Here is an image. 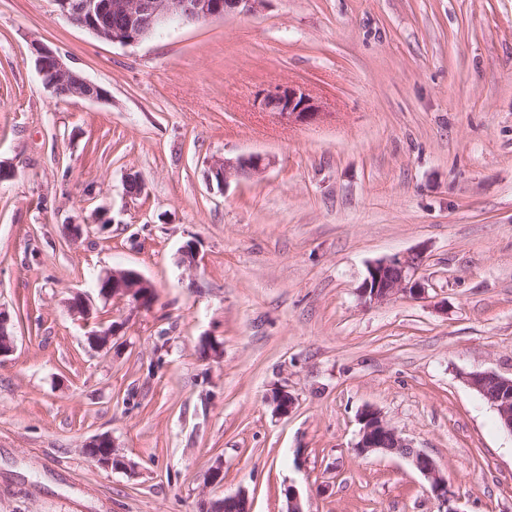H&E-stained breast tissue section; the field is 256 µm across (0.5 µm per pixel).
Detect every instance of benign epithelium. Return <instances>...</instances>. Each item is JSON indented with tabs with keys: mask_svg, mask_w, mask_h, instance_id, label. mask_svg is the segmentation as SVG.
Segmentation results:
<instances>
[{
	"mask_svg": "<svg viewBox=\"0 0 512 512\" xmlns=\"http://www.w3.org/2000/svg\"><path fill=\"white\" fill-rule=\"evenodd\" d=\"M58 12L72 24L86 29L99 38L123 46L135 45L162 26L171 22L196 23L222 18L228 14L250 12L260 0H54ZM35 65L46 85L58 99L80 98L101 101L106 91L99 85L71 70L62 57L37 43L33 46ZM262 109L276 112L288 121L310 123L320 115L315 99L299 86H275L265 90L259 99ZM268 166L259 154L217 158L206 172L208 183L219 189L232 179L252 177ZM423 256L412 253L381 258L369 264L360 286V295L369 304H381L402 294L417 298L425 291L424 283L415 277ZM99 295L106 300H119L130 309L151 308L156 301L155 286L134 269H117L98 277ZM72 313L89 320L93 307L89 298L77 293L69 300ZM121 326L113 324L103 330L88 333L89 343L96 349L107 348ZM467 384L486 397L497 411L501 426L512 434V377L493 372H473L465 376ZM275 412L286 415L294 400L286 391L273 394ZM360 430L354 448L358 454L396 455L411 465L428 481L430 492L439 502V512H462L457 507L458 496L448 479L439 471L434 460L414 448L398 430L389 425L374 408L362 410L358 416ZM84 454L102 468L124 467L126 462L112 452V439L98 435L89 440Z\"/></svg>",
	"mask_w": 512,
	"mask_h": 512,
	"instance_id": "obj_1",
	"label": "benign epithelium"
}]
</instances>
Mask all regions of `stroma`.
I'll list each match as a JSON object with an SVG mask.
<instances>
[{
	"instance_id": "1",
	"label": "stroma",
	"mask_w": 512,
	"mask_h": 512,
	"mask_svg": "<svg viewBox=\"0 0 512 512\" xmlns=\"http://www.w3.org/2000/svg\"><path fill=\"white\" fill-rule=\"evenodd\" d=\"M36 43L106 99L55 98ZM288 84L319 123L258 107ZM249 154L270 160L258 178L207 183ZM0 163V512H200L241 492L285 512L289 488L305 512H438L406 459L357 453L366 407L460 512H512V434L465 381L512 377V0H260L132 46L53 0H0ZM417 251L424 294L364 304L369 263ZM112 268L154 283L153 307L100 299ZM100 434L127 468L84 455Z\"/></svg>"
}]
</instances>
